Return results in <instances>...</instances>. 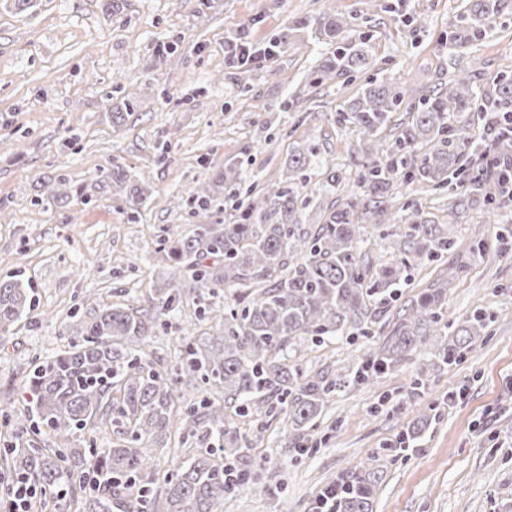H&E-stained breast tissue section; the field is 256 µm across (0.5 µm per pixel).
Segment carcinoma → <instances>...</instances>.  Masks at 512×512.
Instances as JSON below:
<instances>
[{
    "mask_svg": "<svg viewBox=\"0 0 512 512\" xmlns=\"http://www.w3.org/2000/svg\"><path fill=\"white\" fill-rule=\"evenodd\" d=\"M512 15V0H461L448 23V47L466 49L482 40L498 19ZM294 29L328 45L312 73V84H330L367 69L373 46L365 33L338 13L323 12ZM459 72L448 84L406 99L402 86L381 77L335 111L338 126H351L365 143L354 160L356 193L318 206L305 228L301 211L330 196L341 176L323 161L326 179L311 182L310 155L301 146L288 155L281 179L257 190L235 219L195 224L186 234L171 227L158 244L161 282L148 305L102 304L73 325L70 346L34 363L25 383L30 411L40 426L17 424L4 458L18 475L34 480L57 512H224V501L249 483V473L226 459L224 445L240 459L252 447L251 430L283 414L294 428L287 444L310 440L336 391L372 386L397 370L418 348H434L435 362L448 365L487 331L484 314L455 328L445 317L450 280L439 277L407 300L394 321L384 320L398 288L416 265L432 262L454 246L448 225L423 216L406 202L410 223L392 212L402 189L424 184L448 197V216L466 203L482 201L489 216L500 203L497 160L512 151L501 133L503 114L512 115V67L491 83ZM479 123L492 136L468 133ZM387 241L392 260L374 269L361 254L367 226ZM189 268L191 274L181 273ZM216 288L232 289L223 327L213 336L192 337L175 373L161 368L149 337L186 298ZM32 289L15 276L0 278V335L36 318ZM382 342L346 374L305 370L302 358L325 338L353 330L367 336L374 326ZM203 398L189 403L182 389ZM198 438L155 485L154 452L169 447L172 427ZM112 432V446L97 450V425ZM54 438L50 447L40 427ZM336 512H372L373 484L360 474L336 482Z\"/></svg>",
    "mask_w": 512,
    "mask_h": 512,
    "instance_id": "cac0c4a2",
    "label": "carcinoma"
}]
</instances>
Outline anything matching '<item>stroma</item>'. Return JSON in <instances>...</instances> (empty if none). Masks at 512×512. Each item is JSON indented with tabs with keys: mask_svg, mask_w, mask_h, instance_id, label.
<instances>
[{
	"mask_svg": "<svg viewBox=\"0 0 512 512\" xmlns=\"http://www.w3.org/2000/svg\"><path fill=\"white\" fill-rule=\"evenodd\" d=\"M459 3L120 0L114 9L108 0H34L22 12L0 5V276L28 280L41 314L0 336V446L24 416L27 367L69 346L74 314L102 303L146 305L168 227L232 221L241 194L224 180L225 162L236 161L248 179L274 181L294 145L305 143L351 164L363 143L333 115L365 80L384 76L415 95L475 59L482 84L511 66L510 17L463 57L449 58L445 36ZM325 11L352 17L373 38L371 67L350 82L310 84L320 44L280 51L247 75L224 53L225 37L242 25L262 45L292 20ZM120 109L125 120L116 127ZM116 165L129 184L149 186L141 209L113 187ZM61 174L68 194L46 197ZM202 186L212 201L196 216L191 199ZM403 199L450 221L455 241L440 261L414 270L403 299L454 270L449 318L459 324L487 311V335L452 365H433L421 349L377 385L337 392L319 421L328 441L298 461L282 446L287 424L270 423L248 453L259 478L226 512H308L321 488L359 464L378 480L373 512H512V244L498 240L512 225V201L489 224L478 202L449 220L445 196L422 185ZM476 230L490 244L480 256L468 251ZM228 296L220 288L167 316L150 339L163 367L176 368L187 334L222 325ZM371 345L344 338L312 348L303 364L341 370ZM420 375L424 385L412 391ZM415 401L434 407L421 439L402 455L371 460L372 451L396 445Z\"/></svg>",
	"mask_w": 512,
	"mask_h": 512,
	"instance_id": "1",
	"label": "stroma"
}]
</instances>
